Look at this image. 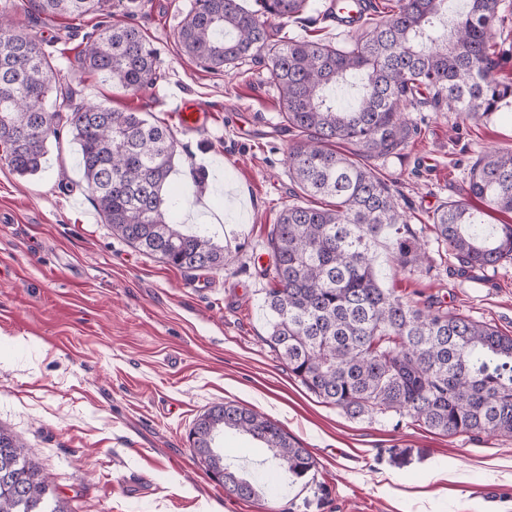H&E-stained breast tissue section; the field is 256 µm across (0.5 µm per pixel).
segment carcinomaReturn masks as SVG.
<instances>
[{
	"instance_id": "obj_1",
	"label": "carcinoma",
	"mask_w": 512,
	"mask_h": 512,
	"mask_svg": "<svg viewBox=\"0 0 512 512\" xmlns=\"http://www.w3.org/2000/svg\"><path fill=\"white\" fill-rule=\"evenodd\" d=\"M110 0H35L40 13L82 17ZM192 0L175 37L203 68L222 72L270 53L281 115L297 132L288 176L305 197L270 232L272 261L263 306L268 342L311 393L352 419L407 414L448 435H512V336L429 304L421 309L380 283L376 245L392 242L397 264L430 261L390 186L369 164L399 153L408 110L428 94L437 106L476 118L512 97L496 77L497 0H398L385 21L341 47L304 38L270 45L268 18L296 20L310 0ZM0 7V145L20 176L46 163L47 141L68 126L79 147L85 190L112 234L180 270L224 267V247L199 229L179 228L178 195L166 190L177 155L173 132L142 112L69 97L52 106L57 70L49 54ZM157 50L131 23L99 25L82 51L92 73L137 92L157 79ZM467 198L512 213V149H489L469 169ZM445 252L472 269L512 260V224L487 228L464 200L441 205L426 225ZM232 429L263 444L276 478L300 483L311 451L270 418L236 402L200 415L194 455L241 500L270 484L227 464L215 446ZM0 512H68L20 439L0 425Z\"/></svg>"
}]
</instances>
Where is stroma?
Masks as SVG:
<instances>
[{
    "label": "stroma",
    "instance_id": "obj_1",
    "mask_svg": "<svg viewBox=\"0 0 512 512\" xmlns=\"http://www.w3.org/2000/svg\"><path fill=\"white\" fill-rule=\"evenodd\" d=\"M136 2L112 10L158 51L155 84L135 93L81 67L101 15L47 17L21 0L14 20L41 41L76 101L148 112L170 126L182 99L212 112L213 131H176L170 183L179 222L207 225L224 246V268L178 270L113 235L68 131L49 141L37 174L18 176L0 159V425L74 512H512V437L435 434L394 413L351 419L289 373L262 310L271 228L301 199L270 62L206 70L174 37L191 0ZM324 5L311 0L301 21L272 24L273 41H349ZM410 118L404 149L371 165L430 261L401 268L380 242L381 284L410 304L433 301L512 336V263L461 267L425 229L437 207L462 199L481 151L512 148V98L479 119L430 102ZM224 401L309 448L317 461L309 483L250 502L225 492L188 442L197 416Z\"/></svg>",
    "mask_w": 512,
    "mask_h": 512
}]
</instances>
